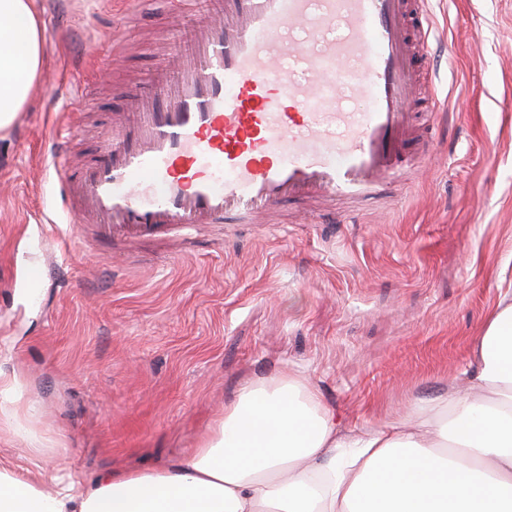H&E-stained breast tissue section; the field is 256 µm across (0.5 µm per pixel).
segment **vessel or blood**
Returning a JSON list of instances; mask_svg holds the SVG:
<instances>
[{"label": "vessel or blood", "mask_w": 512, "mask_h": 512, "mask_svg": "<svg viewBox=\"0 0 512 512\" xmlns=\"http://www.w3.org/2000/svg\"><path fill=\"white\" fill-rule=\"evenodd\" d=\"M435 33L430 0H212L178 80L130 100L94 163L47 138L85 240L196 245L205 224H255L284 201L325 204L327 223L424 158L436 96L419 91Z\"/></svg>", "instance_id": "1"}]
</instances>
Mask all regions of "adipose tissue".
<instances>
[{
	"label": "adipose tissue",
	"mask_w": 512,
	"mask_h": 512,
	"mask_svg": "<svg viewBox=\"0 0 512 512\" xmlns=\"http://www.w3.org/2000/svg\"><path fill=\"white\" fill-rule=\"evenodd\" d=\"M34 0H0V132L39 81ZM463 387L400 421L347 428L308 376L261 378L191 455L51 485L0 465V512H512V294L475 340Z\"/></svg>",
	"instance_id": "adipose-tissue-1"
}]
</instances>
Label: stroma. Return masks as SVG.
Wrapping results in <instances>:
<instances>
[{
    "label": "stroma",
    "instance_id": "stroma-1",
    "mask_svg": "<svg viewBox=\"0 0 512 512\" xmlns=\"http://www.w3.org/2000/svg\"><path fill=\"white\" fill-rule=\"evenodd\" d=\"M42 79L0 134V375L30 410L0 421V460L31 472L162 467L196 448L248 383L301 371L343 425L405 417L470 373L472 341L512 280V0H432L446 124L426 170L403 174L357 223L283 203L278 223L223 224L136 244L118 268L82 250L45 139L91 161L113 114L154 91L196 17L142 0H35ZM178 43L162 36L169 22ZM34 288L18 287L29 268ZM43 449L40 457L31 456Z\"/></svg>",
    "mask_w": 512,
    "mask_h": 512
}]
</instances>
